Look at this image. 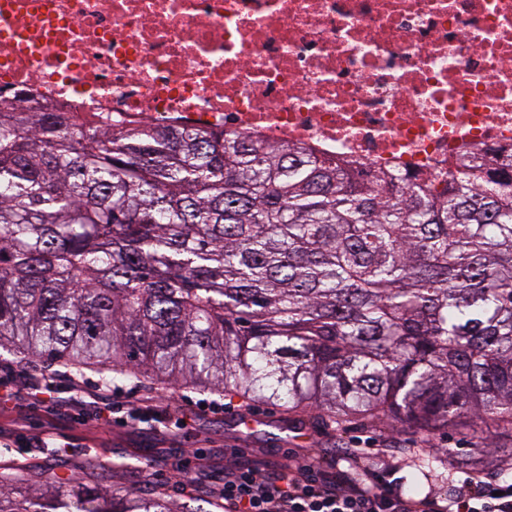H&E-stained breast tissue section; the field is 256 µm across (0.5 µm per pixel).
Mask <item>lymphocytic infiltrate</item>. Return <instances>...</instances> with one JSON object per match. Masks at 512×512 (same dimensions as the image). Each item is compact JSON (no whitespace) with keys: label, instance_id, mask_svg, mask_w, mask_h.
I'll list each match as a JSON object with an SVG mask.
<instances>
[{"label":"lymphocytic infiltrate","instance_id":"lymphocytic-infiltrate-1","mask_svg":"<svg viewBox=\"0 0 512 512\" xmlns=\"http://www.w3.org/2000/svg\"><path fill=\"white\" fill-rule=\"evenodd\" d=\"M26 394L35 403L67 411L93 406L96 419L106 422L116 408L102 393L86 399L57 372L31 376ZM379 461V453L353 452L347 467L333 473L299 461L274 476L230 473L224 481V512H512L511 482L472 477L446 502L431 495L415 500L382 484Z\"/></svg>","mask_w":512,"mask_h":512}]
</instances>
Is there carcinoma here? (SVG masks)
<instances>
[{"mask_svg": "<svg viewBox=\"0 0 512 512\" xmlns=\"http://www.w3.org/2000/svg\"><path fill=\"white\" fill-rule=\"evenodd\" d=\"M361 173L232 132L0 110V352L357 420L512 473V177ZM74 475L0 512H212Z\"/></svg>", "mask_w": 512, "mask_h": 512, "instance_id": "carcinoma-1", "label": "carcinoma"}]
</instances>
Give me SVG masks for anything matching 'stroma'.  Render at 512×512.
Returning a JSON list of instances; mask_svg holds the SVG:
<instances>
[{
    "label": "stroma",
    "mask_w": 512,
    "mask_h": 512,
    "mask_svg": "<svg viewBox=\"0 0 512 512\" xmlns=\"http://www.w3.org/2000/svg\"><path fill=\"white\" fill-rule=\"evenodd\" d=\"M119 392L121 410L110 422L92 413L63 415L20 398L0 413V475L27 473L34 487L55 485L71 472L82 470L92 488L117 490L150 484L162 488L177 503L196 498L223 501L224 470L255 469L278 472L290 456L306 454L335 466L345 452L360 448L403 449L415 447L405 433L383 435L358 425L336 432L310 426L289 429L281 407L255 402L245 408L239 399L188 387H135L121 379L109 382ZM151 405L161 418L134 419L133 409ZM186 426H179V419ZM51 435L54 445L37 447ZM67 445L58 453L57 445ZM414 460L393 464L384 458L379 473L384 483L407 491L418 481L423 493L446 498L461 486L467 473L439 467L415 470ZM186 471L188 483L177 488L173 475Z\"/></svg>",
    "instance_id": "stroma-1"
}]
</instances>
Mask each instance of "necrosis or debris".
<instances>
[{
	"label": "necrosis or debris",
	"mask_w": 512,
	"mask_h": 512,
	"mask_svg": "<svg viewBox=\"0 0 512 512\" xmlns=\"http://www.w3.org/2000/svg\"><path fill=\"white\" fill-rule=\"evenodd\" d=\"M0 109L290 143L447 181L512 156V0H0Z\"/></svg>",
	"instance_id": "necrosis-or-debris-1"
}]
</instances>
